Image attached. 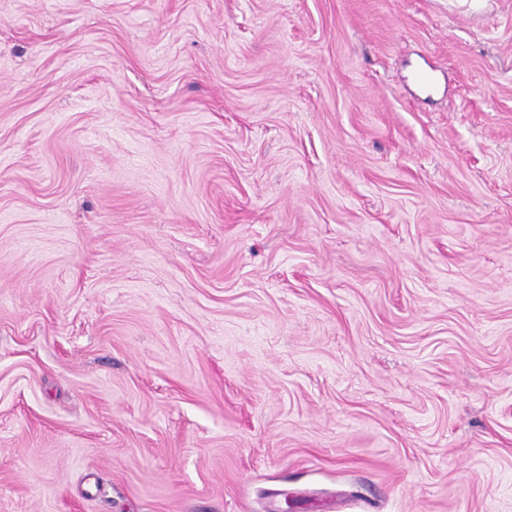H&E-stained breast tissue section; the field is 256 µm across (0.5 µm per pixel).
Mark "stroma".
<instances>
[{"label":"stroma","mask_w":512,"mask_h":512,"mask_svg":"<svg viewBox=\"0 0 512 512\" xmlns=\"http://www.w3.org/2000/svg\"><path fill=\"white\" fill-rule=\"evenodd\" d=\"M0 512H512V0H0Z\"/></svg>","instance_id":"35a3bbf8"}]
</instances>
